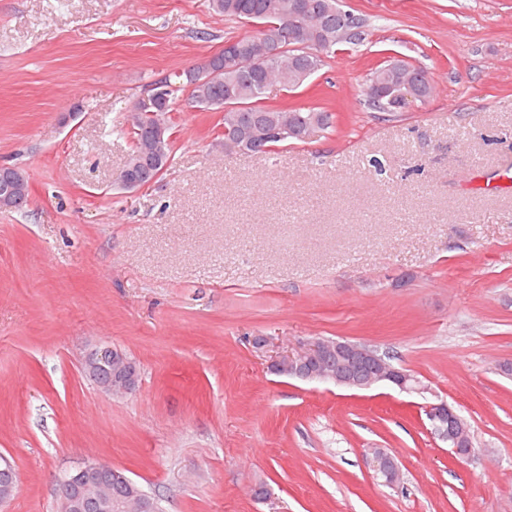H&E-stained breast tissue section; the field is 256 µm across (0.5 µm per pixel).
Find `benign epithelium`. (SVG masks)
I'll list each match as a JSON object with an SVG mask.
<instances>
[{
	"mask_svg": "<svg viewBox=\"0 0 512 512\" xmlns=\"http://www.w3.org/2000/svg\"><path fill=\"white\" fill-rule=\"evenodd\" d=\"M423 101L419 85L408 80L402 85V104L408 109ZM89 374L104 391L113 394L133 392L138 383L136 365L118 349L100 345L86 358ZM270 372L304 382H331L339 387L367 390L380 384L402 392L416 390V381L391 365L383 355L368 345L334 346L316 338L299 349L283 356L270 366ZM425 415L433 433L448 442L456 456L470 446L465 433L467 423L459 412L445 401L426 406ZM373 466L388 482L399 480L395 459L380 450L373 452ZM127 484V494L118 503H112V475ZM18 483L9 469L0 466V498L12 497ZM60 498L64 512H112L117 507L124 512H147L148 498L135 482L112 464L95 460L66 474L60 481Z\"/></svg>",
	"mask_w": 512,
	"mask_h": 512,
	"instance_id": "obj_1",
	"label": "benign epithelium"
}]
</instances>
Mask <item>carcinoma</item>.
Here are the masks:
<instances>
[{
  "label": "carcinoma",
  "instance_id": "carcinoma-1",
  "mask_svg": "<svg viewBox=\"0 0 512 512\" xmlns=\"http://www.w3.org/2000/svg\"><path fill=\"white\" fill-rule=\"evenodd\" d=\"M209 5L216 14L252 21L257 30L233 38L234 52L221 50L206 59L218 81L195 84L194 67L176 75L174 81L169 77L158 81L154 91L167 102L165 112H171L184 93L189 107L223 113L224 139L233 141L242 135L252 139L253 145L240 150L242 154H266L288 141L303 142L310 127L332 128V114L327 111L269 106L264 104L265 95L273 85L286 91L300 88L324 66V54L361 39L365 20L349 13L352 25L346 34H339L340 0H209ZM300 6L317 15L320 24L291 40L290 26ZM408 78L420 83L423 97L431 95L433 87L423 70L404 60H389L371 70L362 91L365 104L378 112L401 111L400 87ZM127 134L132 146L124 166H137L141 180L147 183L163 164L171 162L173 149H167L162 162L145 158L140 156L148 146L144 126L134 124Z\"/></svg>",
  "mask_w": 512,
  "mask_h": 512
}]
</instances>
